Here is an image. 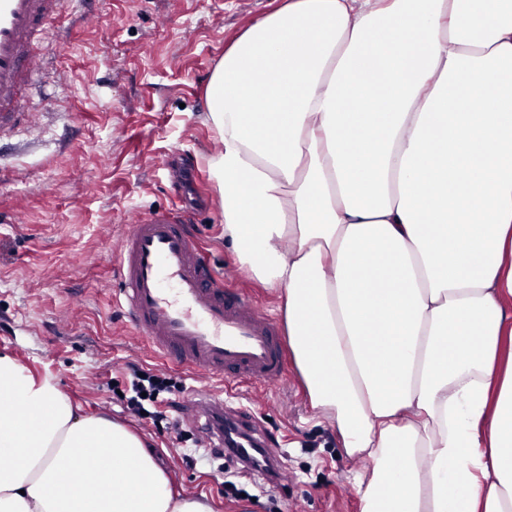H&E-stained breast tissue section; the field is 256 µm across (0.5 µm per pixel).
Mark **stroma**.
Masks as SVG:
<instances>
[{
  "label": "stroma",
  "mask_w": 512,
  "mask_h": 512,
  "mask_svg": "<svg viewBox=\"0 0 512 512\" xmlns=\"http://www.w3.org/2000/svg\"><path fill=\"white\" fill-rule=\"evenodd\" d=\"M284 0H65L59 25L70 36L51 48L45 97L53 125L0 142V353L34 373H52L85 413L105 414L145 439L185 493L206 495L213 512H360L355 482L364 463L348 456L329 418L313 414L289 367L282 386L225 388L219 379L166 365L129 328L113 301V268L125 224L179 208L176 180L199 175L191 231L227 284L280 315V301L236 262L224 240V209L211 177L219 137L205 120L207 81L225 50ZM136 364L181 381L176 401L220 392L245 412L265 447L282 456L274 486L255 499L224 495L234 461L191 468L177 431L139 421L109 386Z\"/></svg>",
  "instance_id": "1"
}]
</instances>
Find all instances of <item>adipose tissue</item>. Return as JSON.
Wrapping results in <instances>:
<instances>
[{
	"label": "adipose tissue",
	"instance_id": "ef3b65f1",
	"mask_svg": "<svg viewBox=\"0 0 512 512\" xmlns=\"http://www.w3.org/2000/svg\"><path fill=\"white\" fill-rule=\"evenodd\" d=\"M224 239L361 512H512V0H288L206 88ZM0 512H212L0 353Z\"/></svg>",
	"mask_w": 512,
	"mask_h": 512
}]
</instances>
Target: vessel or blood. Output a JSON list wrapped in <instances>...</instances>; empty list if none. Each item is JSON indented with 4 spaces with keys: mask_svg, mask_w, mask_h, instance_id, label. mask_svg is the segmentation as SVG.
<instances>
[{
    "mask_svg": "<svg viewBox=\"0 0 512 512\" xmlns=\"http://www.w3.org/2000/svg\"><path fill=\"white\" fill-rule=\"evenodd\" d=\"M61 0H0V136L42 87L39 44ZM190 213L155 212L127 225L115 298L135 334L168 364L233 382L276 385L288 354L276 321L249 294L225 289L186 230Z\"/></svg>",
    "mask_w": 512,
    "mask_h": 512,
    "instance_id": "1",
    "label": "vessel or blood"
}]
</instances>
